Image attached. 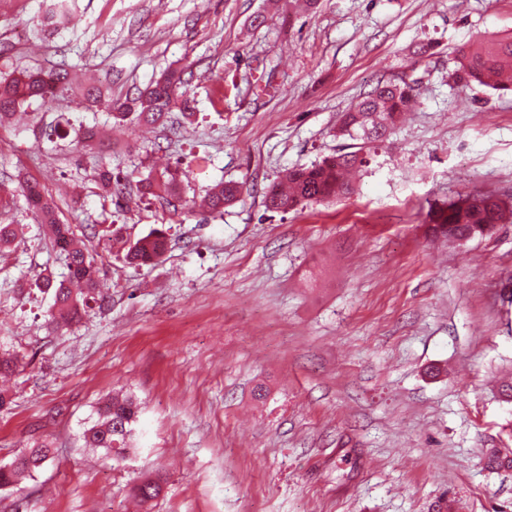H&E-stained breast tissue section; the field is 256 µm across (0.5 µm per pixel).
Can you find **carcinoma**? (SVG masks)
<instances>
[{"label": "carcinoma", "mask_w": 512, "mask_h": 512, "mask_svg": "<svg viewBox=\"0 0 512 512\" xmlns=\"http://www.w3.org/2000/svg\"><path fill=\"white\" fill-rule=\"evenodd\" d=\"M74 22L66 0H52L45 17L49 26L65 27ZM453 83L461 87L478 84L498 93L512 92V37L489 42L472 43L458 50L455 69L449 74ZM185 70L168 69L157 81L139 91L134 97L110 100V115L118 122L129 120L149 127L165 126L168 115L180 106L185 117L193 115L190 101L184 98ZM70 90L69 73L42 69L13 72L0 76V121L14 113L21 105L41 101L49 103ZM414 103V85L406 80H380L354 106L343 112L336 136L375 144L387 139L396 129L404 112ZM368 164L362 150L345 152L323 158L308 167L294 168L284 175V184H273L264 195L266 210L286 213L304 204L322 203L350 195L354 184L348 174ZM133 174L123 176L105 170L100 181L106 194L115 203L126 199L127 187ZM26 207L40 223L48 226L53 248L64 259L67 276L58 280L52 273L37 275L36 286L52 292L53 305L49 323L57 327L82 319L94 307H103L106 294L99 288L98 267L88 249L74 244L73 231L59 222L53 201L35 181L21 185ZM137 190L143 195L170 200L178 198L172 180L145 178L137 181ZM243 185L221 182L208 193L210 214H220L224 207L234 203L242 194ZM512 219V202L479 194H465L448 203L430 207L427 234L445 237L450 241H464L486 236L488 225L504 224ZM18 236L15 224H0V258ZM167 241L158 229L138 238L125 253L130 265L155 262L166 251ZM139 405L132 398L110 400L101 406L95 423L83 433L88 448H101L105 454L124 458L132 450L133 424ZM53 459L51 442L42 440L23 449L11 467H0V487L14 483L15 478H31ZM485 467L492 471L512 470V448H488L484 455ZM161 490L160 479L147 476L135 487V495L150 501Z\"/></svg>", "instance_id": "cac0c4a2"}]
</instances>
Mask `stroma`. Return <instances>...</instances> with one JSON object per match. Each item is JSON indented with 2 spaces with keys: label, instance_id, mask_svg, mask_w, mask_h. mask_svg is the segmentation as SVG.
Listing matches in <instances>:
<instances>
[{
  "label": "stroma",
  "instance_id": "obj_1",
  "mask_svg": "<svg viewBox=\"0 0 512 512\" xmlns=\"http://www.w3.org/2000/svg\"><path fill=\"white\" fill-rule=\"evenodd\" d=\"M71 2L58 30L40 25L49 0L0 5V73L74 79L0 126V183L44 187L96 252L107 303L48 328L52 296L33 277L63 263L23 197L0 208L19 227L0 258V354L23 357L0 466L36 440L55 448L22 489H0V512H512V472L482 461L512 448V222L460 245L425 233L430 203L512 198V96L448 82L457 48L512 32V0ZM175 67L190 70L194 115L154 131L82 93L90 80L131 95ZM405 75L416 104L352 195L265 209L287 170L345 148L342 111ZM91 125L98 138L75 150ZM103 167L176 180L187 204H114ZM223 181L241 196L203 217L194 200ZM156 228L163 258L128 265L116 237ZM117 393L142 410L133 452L110 460L82 434ZM150 471L162 493L137 504L130 488Z\"/></svg>",
  "mask_w": 512,
  "mask_h": 512
}]
</instances>
